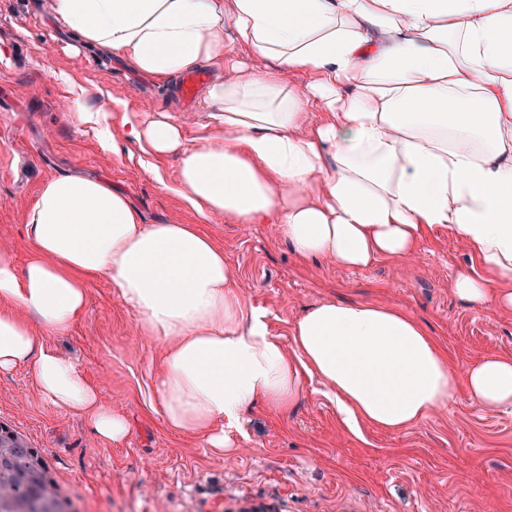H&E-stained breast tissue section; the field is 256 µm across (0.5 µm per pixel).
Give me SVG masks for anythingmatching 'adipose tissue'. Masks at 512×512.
Segmentation results:
<instances>
[{"instance_id": "adipose-tissue-1", "label": "adipose tissue", "mask_w": 512, "mask_h": 512, "mask_svg": "<svg viewBox=\"0 0 512 512\" xmlns=\"http://www.w3.org/2000/svg\"><path fill=\"white\" fill-rule=\"evenodd\" d=\"M53 12L82 46L154 79L217 70L200 97L206 137L189 144L175 121L136 116L123 133L149 159L178 155L175 191L197 213L274 221L299 255L358 270L413 257L445 228L475 259L453 277L455 295L512 308V0H53ZM228 27L275 69L241 79ZM293 70L316 80L284 84ZM25 232V266L0 248V373L27 369L42 400L104 441L125 438L127 420L41 340L82 317L97 278L164 343L151 408L220 452L250 406L286 410L309 378L347 421L390 432L461 390L478 408L512 409V355L457 375L395 307L320 303L285 348L222 248L194 224L144 223L104 180L45 181Z\"/></svg>"}]
</instances>
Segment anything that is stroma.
Segmentation results:
<instances>
[{"instance_id": "1", "label": "stroma", "mask_w": 512, "mask_h": 512, "mask_svg": "<svg viewBox=\"0 0 512 512\" xmlns=\"http://www.w3.org/2000/svg\"><path fill=\"white\" fill-rule=\"evenodd\" d=\"M77 103L105 111L117 139L133 114L172 116L190 142L206 134L199 102L184 103L173 82L141 74L122 55L74 47L52 0H0V248L18 263L30 252L23 226L43 182L100 178L145 223L199 225L284 345L307 309L335 300L404 310L460 374L484 356L512 355V309L473 308L453 293L470 254L448 230L428 234L415 257L365 270L299 256L275 224L199 215L175 191L177 155L157 159L163 179L153 180L137 159L103 145L97 128L70 122ZM88 296L73 327L45 340L125 414L122 441H103L81 416L44 402L26 369L0 374V423L45 456L76 512H512V410L479 409L461 393L394 433L348 425L312 382L288 411L246 412L236 450L218 454L149 407L162 341L141 333L107 281L92 280Z\"/></svg>"}]
</instances>
